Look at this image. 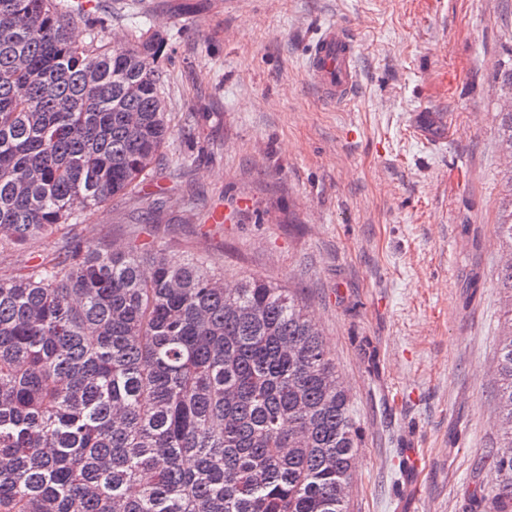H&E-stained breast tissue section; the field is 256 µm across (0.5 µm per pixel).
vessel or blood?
Here are the masks:
<instances>
[{
	"label": "vessel or blood",
	"instance_id": "1",
	"mask_svg": "<svg viewBox=\"0 0 512 512\" xmlns=\"http://www.w3.org/2000/svg\"><path fill=\"white\" fill-rule=\"evenodd\" d=\"M355 41L341 25H328L318 38L309 64L313 83L331 101L349 97L358 82Z\"/></svg>",
	"mask_w": 512,
	"mask_h": 512
}]
</instances>
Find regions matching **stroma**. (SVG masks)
Here are the masks:
<instances>
[{
    "mask_svg": "<svg viewBox=\"0 0 512 512\" xmlns=\"http://www.w3.org/2000/svg\"><path fill=\"white\" fill-rule=\"evenodd\" d=\"M103 41L163 32L174 130L164 163L60 237L195 254L228 280L292 289L319 325L362 431L349 512H463L495 469L503 320L494 224L507 187L495 73L512 0H89ZM358 83L308 73L329 23ZM166 188L152 223L148 192ZM418 449L417 494L402 451Z\"/></svg>",
    "mask_w": 512,
    "mask_h": 512,
    "instance_id": "stroma-1",
    "label": "stroma"
}]
</instances>
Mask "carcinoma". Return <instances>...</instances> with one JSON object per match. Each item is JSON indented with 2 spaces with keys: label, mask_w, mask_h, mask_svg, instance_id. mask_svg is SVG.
I'll return each instance as SVG.
<instances>
[{
  "label": "carcinoma",
  "mask_w": 512,
  "mask_h": 512,
  "mask_svg": "<svg viewBox=\"0 0 512 512\" xmlns=\"http://www.w3.org/2000/svg\"><path fill=\"white\" fill-rule=\"evenodd\" d=\"M81 0H0V251L142 184L171 134L155 31L69 37ZM508 60L496 79L512 92ZM512 158V111L498 113ZM496 237L499 479L467 512H512V193ZM361 447L317 324L261 278L197 257L73 240L0 275V512H347Z\"/></svg>",
  "instance_id": "cac0c4a2"
}]
</instances>
